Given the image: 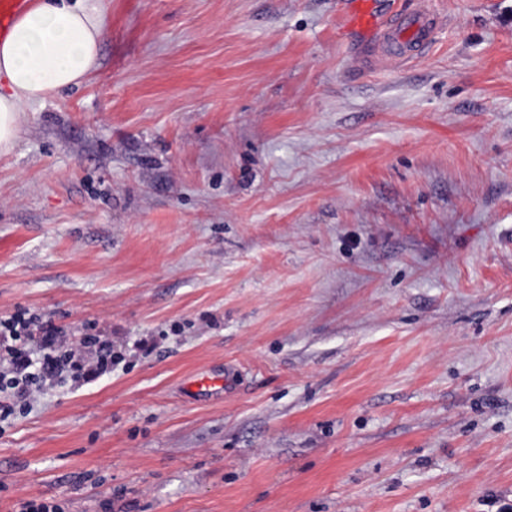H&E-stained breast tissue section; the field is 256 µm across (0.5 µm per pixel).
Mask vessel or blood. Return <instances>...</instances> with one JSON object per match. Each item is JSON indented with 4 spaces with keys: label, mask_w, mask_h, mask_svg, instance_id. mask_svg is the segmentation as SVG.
<instances>
[{
    "label": "vessel or blood",
    "mask_w": 512,
    "mask_h": 512,
    "mask_svg": "<svg viewBox=\"0 0 512 512\" xmlns=\"http://www.w3.org/2000/svg\"><path fill=\"white\" fill-rule=\"evenodd\" d=\"M357 28L374 32L380 56L395 63L414 59L428 45L439 25V18L427 7L398 13L385 23H377L370 8H361L355 14Z\"/></svg>",
    "instance_id": "b4317fda"
}]
</instances>
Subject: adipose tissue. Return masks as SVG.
I'll use <instances>...</instances> for the list:
<instances>
[{
	"label": "adipose tissue",
	"instance_id": "ef3b65f1",
	"mask_svg": "<svg viewBox=\"0 0 512 512\" xmlns=\"http://www.w3.org/2000/svg\"><path fill=\"white\" fill-rule=\"evenodd\" d=\"M104 0H34L0 39V154L17 144L22 112L77 87L98 65Z\"/></svg>",
	"mask_w": 512,
	"mask_h": 512
}]
</instances>
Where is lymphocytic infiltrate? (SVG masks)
I'll return each mask as SVG.
<instances>
[{
    "label": "lymphocytic infiltrate",
    "instance_id": "f902f5d3",
    "mask_svg": "<svg viewBox=\"0 0 512 512\" xmlns=\"http://www.w3.org/2000/svg\"><path fill=\"white\" fill-rule=\"evenodd\" d=\"M112 362V348L100 335L73 340L49 321L0 316V420L29 408L54 386L96 382Z\"/></svg>",
    "mask_w": 512,
    "mask_h": 512
}]
</instances>
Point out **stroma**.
Wrapping results in <instances>:
<instances>
[{"label":"stroma","mask_w":512,"mask_h":512,"mask_svg":"<svg viewBox=\"0 0 512 512\" xmlns=\"http://www.w3.org/2000/svg\"><path fill=\"white\" fill-rule=\"evenodd\" d=\"M422 1L387 66L351 0H106L0 156V315L123 360L0 425V512H512V0ZM362 1V7L355 13L354 23L357 28L375 30L376 47L380 56L394 63L407 62L432 41L434 31L439 25V18L426 6L411 12L397 13L380 26L367 4L372 0Z\"/></svg>","instance_id":"1"}]
</instances>
